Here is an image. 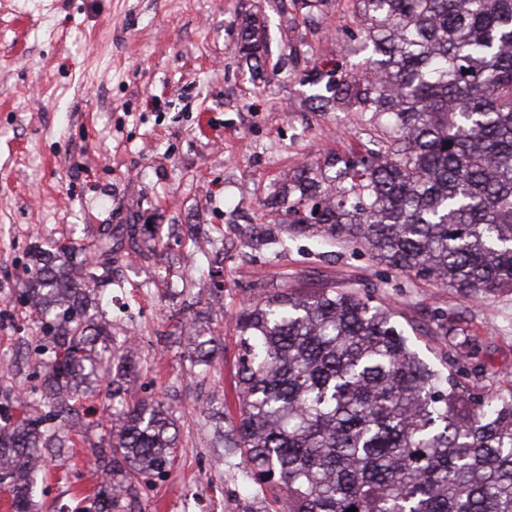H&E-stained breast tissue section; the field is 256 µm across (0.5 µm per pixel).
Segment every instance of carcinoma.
I'll return each instance as SVG.
<instances>
[{"instance_id": "carcinoma-1", "label": "carcinoma", "mask_w": 512, "mask_h": 512, "mask_svg": "<svg viewBox=\"0 0 512 512\" xmlns=\"http://www.w3.org/2000/svg\"><path fill=\"white\" fill-rule=\"evenodd\" d=\"M355 16L362 69L314 67L302 81L314 110L368 113L381 132L297 171L268 204L274 224L465 297L512 290V0H356ZM258 31L246 18L249 61L267 52ZM139 233L103 224L84 249L31 248L22 301L41 332L29 352L39 382L24 416L0 424L12 512H32L45 452L87 425L81 393L107 423L91 512L117 509L115 476L150 479L173 460V413L120 401L115 379L101 387L112 364H130L133 340L98 320L99 301L115 248L144 253ZM434 321L448 337L440 369L389 304L348 285L270 288L243 304L236 416L213 424L224 465L283 498V512H512V389L475 393L468 337ZM193 342L207 375L215 338Z\"/></svg>"}]
</instances>
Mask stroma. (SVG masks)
<instances>
[{"label": "stroma", "mask_w": 512, "mask_h": 512, "mask_svg": "<svg viewBox=\"0 0 512 512\" xmlns=\"http://www.w3.org/2000/svg\"><path fill=\"white\" fill-rule=\"evenodd\" d=\"M280 0H0V411L20 414L34 386L26 343L38 330L20 301L35 243L84 245L102 224H144L149 259L118 252L103 306L116 337L131 336L148 368L130 370L126 400L154 398L176 421L178 449L164 473L135 487L115 481L119 512H267L257 486L225 467L201 407L233 401L241 357L234 317L266 289L339 282L371 288L402 314L425 359L448 349L433 314L455 319L484 387L512 384V291L475 300L388 273L364 250L279 234L267 201L300 166L365 141L354 112H315L302 70H358L353 0H327L314 25ZM269 55L251 72L238 53L245 15ZM298 50L291 61L290 50ZM224 297L209 296V265ZM210 315L220 353L200 377L184 307ZM102 428L73 437L65 466L40 475L39 512H85L98 487Z\"/></svg>", "instance_id": "stroma-1"}]
</instances>
